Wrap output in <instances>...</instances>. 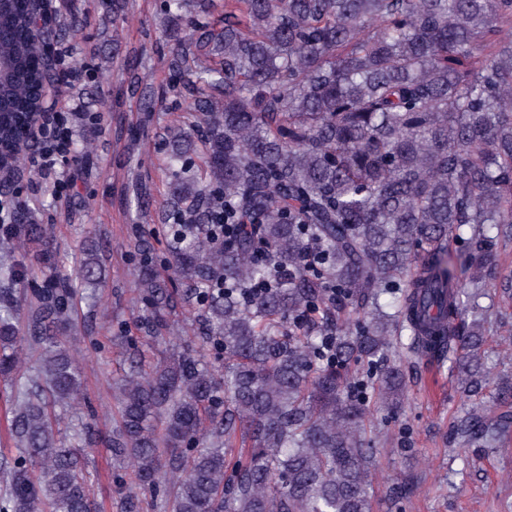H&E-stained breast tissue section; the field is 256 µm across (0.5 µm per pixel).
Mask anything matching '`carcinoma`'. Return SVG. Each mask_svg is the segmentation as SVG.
I'll return each mask as SVG.
<instances>
[{
    "instance_id": "obj_1",
    "label": "carcinoma",
    "mask_w": 512,
    "mask_h": 512,
    "mask_svg": "<svg viewBox=\"0 0 512 512\" xmlns=\"http://www.w3.org/2000/svg\"><path fill=\"white\" fill-rule=\"evenodd\" d=\"M163 8L180 23L168 38L172 92L201 119L171 137L169 268L225 364L174 346L130 366L115 382L112 455L140 486L172 488L162 512H372L369 405L403 403L397 336L409 332V353L454 360L470 395L486 384L485 316L465 317L493 280L496 245L512 241V0H228L219 33L186 16L187 0ZM10 13L0 59L17 69L0 78V148L18 166L33 148L24 127L37 90L56 80L38 47L81 28L45 26L37 43L27 0ZM463 227L461 260L448 246ZM14 231L45 242L23 211ZM104 275L93 246L74 278L48 282L21 329L3 290L0 378L21 397L0 512H97L95 430L62 434L50 404L82 394L64 332L77 290ZM135 281L147 338L163 341L168 282L148 267ZM391 289L393 314L379 302ZM25 348L39 366L22 380ZM361 361L366 380L352 372ZM485 410L476 402L458 434L483 439Z\"/></svg>"
}]
</instances>
